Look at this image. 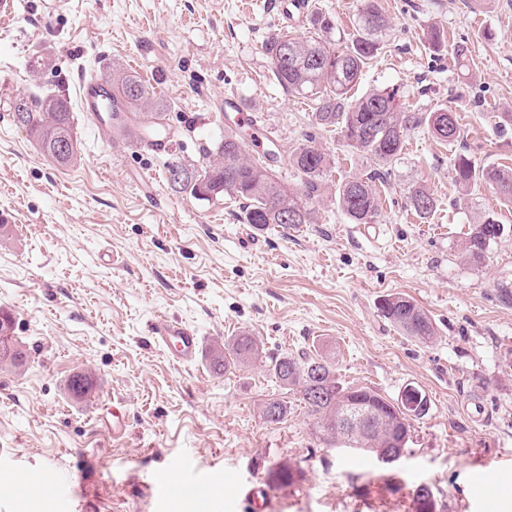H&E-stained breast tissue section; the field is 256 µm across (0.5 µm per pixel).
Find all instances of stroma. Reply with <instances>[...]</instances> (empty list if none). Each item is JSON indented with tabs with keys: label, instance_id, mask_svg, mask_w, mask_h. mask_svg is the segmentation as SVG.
Instances as JSON below:
<instances>
[{
	"label": "stroma",
	"instance_id": "stroma-1",
	"mask_svg": "<svg viewBox=\"0 0 512 512\" xmlns=\"http://www.w3.org/2000/svg\"><path fill=\"white\" fill-rule=\"evenodd\" d=\"M275 0H20L0 22V311L12 314L26 354L0 368V484L59 475L74 512H154L149 475L180 465L187 478L221 467L235 487L210 512H243L238 487L260 485L275 512H414L412 486L434 492L437 512H512V489L489 510L471 500L470 474L484 469L512 486V207L480 187L461 197L450 160L462 152L481 166L512 168V0H379L390 38L365 68L355 93L400 87L416 112L451 106L455 144L426 127L410 130L402 158L376 180L378 223H350L335 188L370 172L336 132L315 129L314 102L288 95L262 45L282 32ZM449 49L433 52L429 26ZM469 49L460 70L451 49ZM47 65L38 78L27 56ZM138 74L165 105L178 134L173 147L197 162L223 135L225 95H236L276 134L271 163L291 187L288 164L307 134L334 164L316 204L317 220L298 229H254L243 202L201 200L171 190L165 156L133 143L104 152L73 111L78 160L60 166L15 126L16 97L59 92L75 98L81 76L109 69ZM158 176L148 199L128 169ZM430 189L436 209L419 218L411 187ZM503 226L480 265L461 246L478 215ZM405 293L436 321L437 340L404 336L378 309ZM166 314L199 329L205 348L239 333L254 336L260 360L216 376L209 363L186 369L153 342L148 325ZM331 350L338 378L388 398L406 385L430 410L411 429L391 471L348 466L326 447L294 394L267 370L284 353ZM92 382L85 397L69 383ZM127 403V433L112 436L113 399ZM271 398L287 401L285 423L260 416ZM297 467L273 485L277 464Z\"/></svg>",
	"mask_w": 512,
	"mask_h": 512
}]
</instances>
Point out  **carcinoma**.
<instances>
[{
    "label": "carcinoma",
    "mask_w": 512,
    "mask_h": 512,
    "mask_svg": "<svg viewBox=\"0 0 512 512\" xmlns=\"http://www.w3.org/2000/svg\"><path fill=\"white\" fill-rule=\"evenodd\" d=\"M313 26L317 35L308 38H296L288 33L271 37L264 44V52L281 87L290 94L311 97L317 102L314 124L336 131L345 146L363 154L376 167L371 175L345 178L335 190L337 205L351 223L376 224L380 204L373 182L401 159L407 131L425 124L436 138L452 143L460 135L458 117L450 107L427 114L414 112L405 106L395 86L375 87L357 98L349 95L392 30V22L377 0H359L355 34L349 39L332 37L333 23L325 14H317ZM110 80L113 92L127 108L125 112L112 113L122 139L133 138L140 143L156 132L168 134V127L162 122L163 107L137 74L116 69ZM11 115L57 164L67 166L77 159L72 115L61 95L18 97L12 103ZM289 164L299 178V191L283 185L261 158L247 156L240 134L228 128L214 148L206 150L202 162L186 165L172 157L166 173L169 186L178 193L201 199L223 194L245 200L244 221L255 228L282 223L279 218L282 213L295 215V220L288 223L290 227L312 224L313 203L324 188L332 158L309 134L306 143L289 156ZM451 168L460 194L468 196L486 184L500 200L512 205V168H484L461 154L451 159ZM409 202L421 218L437 206L433 193L424 186L409 190ZM500 230L501 224L494 217H479L462 248L464 258L474 264L482 263ZM379 309L389 323L418 343L427 345L437 339L436 323L413 298L387 294L381 297ZM260 355L257 340L242 334L213 347L210 367L222 375ZM269 371L283 386L299 395L313 430L323 443L345 448L349 453L368 455L379 462L397 443L410 438L412 420L428 412L425 407L411 416L401 409L397 400L390 401L367 387L344 385L337 376L333 358L326 355L285 353L271 359ZM349 401L360 402L384 419L386 427L336 431V418ZM262 418L272 425L287 421L288 403L279 399L265 402ZM295 480L296 468L292 465L276 467V485L288 486ZM410 495L415 512H436V500L429 486L416 485Z\"/></svg>",
    "instance_id": "1"
}]
</instances>
